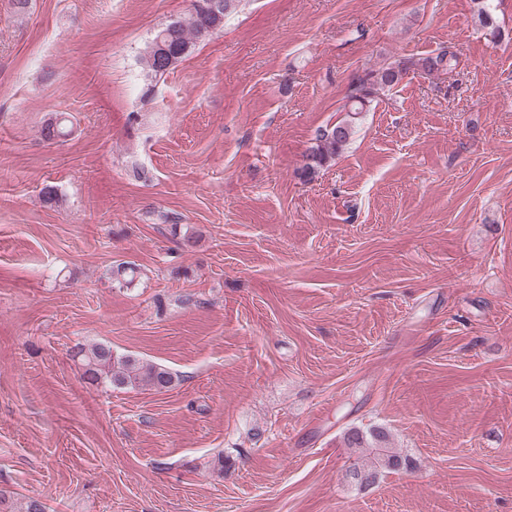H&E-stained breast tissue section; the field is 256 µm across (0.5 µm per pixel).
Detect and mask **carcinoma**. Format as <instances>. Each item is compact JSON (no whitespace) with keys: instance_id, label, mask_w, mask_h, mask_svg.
Returning <instances> with one entry per match:
<instances>
[{"instance_id":"carcinoma-1","label":"carcinoma","mask_w":512,"mask_h":512,"mask_svg":"<svg viewBox=\"0 0 512 512\" xmlns=\"http://www.w3.org/2000/svg\"><path fill=\"white\" fill-rule=\"evenodd\" d=\"M210 2L196 0L192 13L171 20L156 31L143 57L144 68L151 78L160 80L188 57L197 45L210 41L213 31L224 27V19L237 10L241 0H221L224 9L218 12L210 9ZM456 62L457 57L453 52L442 50L435 56L412 63V66L429 73L451 72ZM408 66L400 62L382 69L371 78L360 80L350 95L351 106L347 110V117L331 128L318 130V144L306 156L301 169L302 177L312 178L318 168L336 156L351 137L355 120L364 112L375 88L391 87L398 83ZM136 273L135 264L129 261L111 268L112 281L120 286L132 284ZM72 358L81 366L86 382L104 390L130 388L162 393L170 390L177 379L176 374L168 368L141 362L131 355L117 354L107 344H96L89 348L79 346L72 351ZM345 440L349 447L360 448L370 455L366 465L353 471L354 478L362 484L375 482L383 470L408 467L407 459L388 447L389 435L381 428L368 431L353 429L346 434Z\"/></svg>"}]
</instances>
